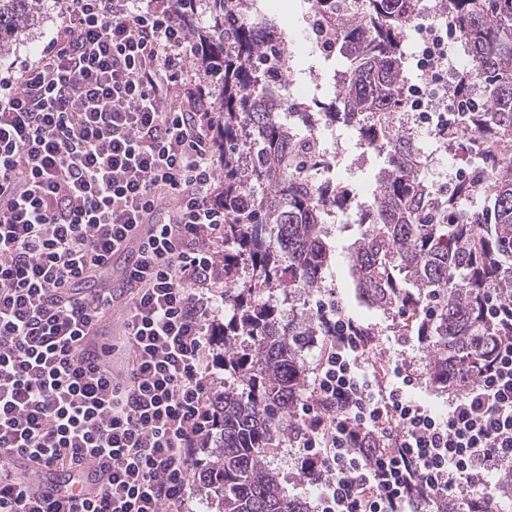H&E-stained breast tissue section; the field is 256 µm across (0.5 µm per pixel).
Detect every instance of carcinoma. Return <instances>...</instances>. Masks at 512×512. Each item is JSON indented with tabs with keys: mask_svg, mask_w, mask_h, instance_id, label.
Wrapping results in <instances>:
<instances>
[{
	"mask_svg": "<svg viewBox=\"0 0 512 512\" xmlns=\"http://www.w3.org/2000/svg\"><path fill=\"white\" fill-rule=\"evenodd\" d=\"M183 13L189 66L203 79L224 163V373L215 387L219 427L202 458L203 495L216 512H305L268 468L273 441L301 425L296 407L307 387L301 362L306 336L321 331L316 312L294 304L319 292L331 267L334 213L355 200L340 183L322 184L306 171L323 143L288 125V101L272 108L283 86L288 39L273 20L242 19L240 0H175ZM421 0H362L352 19L336 15L337 0H317L310 32L327 54L342 59L338 93L328 104H304L328 127L342 122L383 155L369 202L367 228L348 255L355 299L399 320L430 350L426 375L448 390V362L477 363L503 334L485 312V289L512 298V0H447L462 31L471 69L451 89L465 112L443 142L472 138L477 158L469 177L483 205L460 209L475 192L433 188L416 166L417 138L398 125L406 105L403 41ZM45 0H0V55L35 26ZM480 83L475 103L470 88ZM279 292L282 301L262 300ZM498 490L512 498V461Z\"/></svg>",
	"mask_w": 512,
	"mask_h": 512,
	"instance_id": "1",
	"label": "carcinoma"
}]
</instances>
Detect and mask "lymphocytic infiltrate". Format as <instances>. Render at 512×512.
Instances as JSON below:
<instances>
[{
    "instance_id": "lymphocytic-infiltrate-1",
    "label": "lymphocytic infiltrate",
    "mask_w": 512,
    "mask_h": 512,
    "mask_svg": "<svg viewBox=\"0 0 512 512\" xmlns=\"http://www.w3.org/2000/svg\"><path fill=\"white\" fill-rule=\"evenodd\" d=\"M33 60L0 72V512H196L224 367V196L216 124L182 61L174 0H63ZM121 256L124 288L106 275ZM445 412L416 359L371 360L318 300L299 433L273 446L313 512H496L512 460V300ZM117 315L119 345L99 341ZM57 468L62 497L32 470Z\"/></svg>"
}]
</instances>
